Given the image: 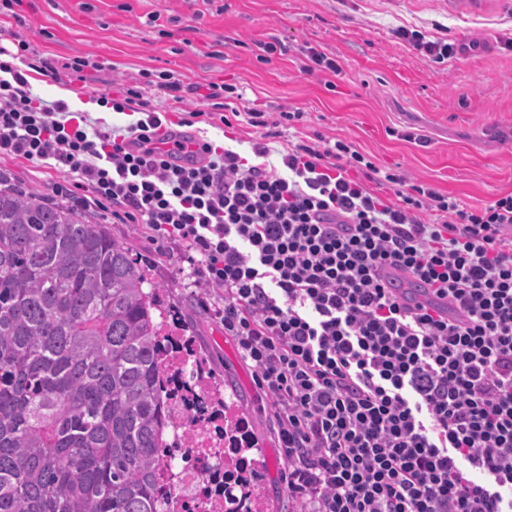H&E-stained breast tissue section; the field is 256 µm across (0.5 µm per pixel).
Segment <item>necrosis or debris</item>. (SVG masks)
<instances>
[{"mask_svg": "<svg viewBox=\"0 0 512 512\" xmlns=\"http://www.w3.org/2000/svg\"><path fill=\"white\" fill-rule=\"evenodd\" d=\"M164 386L179 424L160 461L177 472L175 487L159 483L167 512H262L253 474L260 460L224 441V417L212 403L208 372L190 345L174 350Z\"/></svg>", "mask_w": 512, "mask_h": 512, "instance_id": "necrosis-or-debris-1", "label": "necrosis or debris"}]
</instances>
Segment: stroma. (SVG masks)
Masks as SVG:
<instances>
[{
  "instance_id": "stroma-1",
  "label": "stroma",
  "mask_w": 512,
  "mask_h": 512,
  "mask_svg": "<svg viewBox=\"0 0 512 512\" xmlns=\"http://www.w3.org/2000/svg\"><path fill=\"white\" fill-rule=\"evenodd\" d=\"M400 26L450 39L454 56L434 64L395 36ZM511 39L512 0H20L0 14L1 47L12 51L27 41L34 58L60 69L55 76L30 71L34 91L53 100L57 88H68L71 110L105 125L139 120V113L100 111L96 103L112 89L139 84L146 71L174 73L187 85L231 84L240 93L239 115L227 126L208 121V106L196 96L178 103L152 89L146 98L174 122L199 111L188 134L231 143L248 158L263 137L274 149L269 160L275 165L288 142L321 147L342 138L378 168L474 206L512 193ZM264 42L284 44L285 50L263 55ZM311 47L336 59L340 73H305ZM87 55L104 62V69L86 71L81 80L65 70V63ZM253 109L264 112L268 128L248 124ZM285 112L303 119L284 123ZM408 132L413 140H405ZM0 170L45 197L69 179L22 158H0ZM67 203L110 225L146 263L166 301L178 307L210 374L249 423L269 512H292L274 410L210 313L223 305V291L196 285L181 246L157 247L141 225L115 222L82 195Z\"/></svg>"
}]
</instances>
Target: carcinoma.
<instances>
[{
	"mask_svg": "<svg viewBox=\"0 0 512 512\" xmlns=\"http://www.w3.org/2000/svg\"><path fill=\"white\" fill-rule=\"evenodd\" d=\"M162 296L106 225L0 172V512H166Z\"/></svg>",
	"mask_w": 512,
	"mask_h": 512,
	"instance_id": "carcinoma-1",
	"label": "carcinoma"
}]
</instances>
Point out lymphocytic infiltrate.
<instances>
[{"instance_id": "lymphocytic-infiltrate-1", "label": "lymphocytic infiltrate", "mask_w": 512, "mask_h": 512, "mask_svg": "<svg viewBox=\"0 0 512 512\" xmlns=\"http://www.w3.org/2000/svg\"><path fill=\"white\" fill-rule=\"evenodd\" d=\"M0 47V156L67 170L93 204L183 244L224 292L225 335L276 418L296 512H512V193L478 207L386 173L339 139L289 145L285 174L172 134L145 91L204 93L146 74L101 102L142 118L91 121L35 94Z\"/></svg>"}]
</instances>
